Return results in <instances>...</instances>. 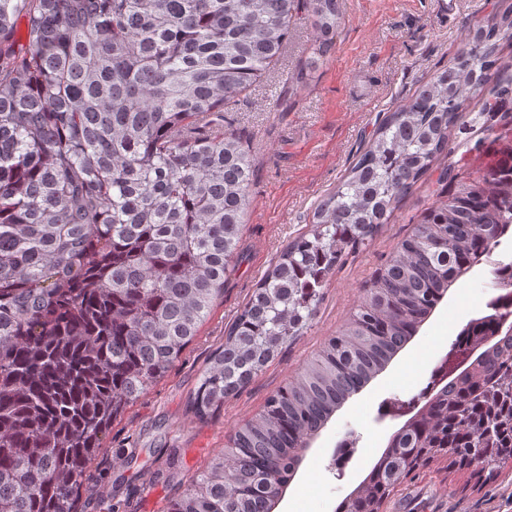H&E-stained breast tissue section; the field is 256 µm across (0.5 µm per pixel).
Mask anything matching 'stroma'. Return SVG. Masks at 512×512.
<instances>
[{
  "instance_id": "1",
  "label": "stroma",
  "mask_w": 512,
  "mask_h": 512,
  "mask_svg": "<svg viewBox=\"0 0 512 512\" xmlns=\"http://www.w3.org/2000/svg\"><path fill=\"white\" fill-rule=\"evenodd\" d=\"M497 0H341L342 23L331 50L295 86L291 78L314 47L306 15L292 19V36L276 68L235 99L226 123L248 145L255 164L250 206L240 241L242 259L224 281V296L181 359L150 392L114 421L89 470L94 494L79 512H165L189 480L224 447L233 430L266 399L293 381L354 314L364 288L414 224L438 200L434 181L418 184L367 249L329 278L311 327L221 411L205 420L187 400L212 352L271 260L305 231L316 204L346 174L380 116L408 100L435 70L447 68L469 29L486 23ZM481 151H473L476 140ZM512 142V111L490 132L464 123L450 135L436 169L460 166L474 178ZM495 293L485 266L460 280L399 358L346 404L315 437L275 512H336L382 453L399 422L394 404L422 406L432 374L453 355L459 330ZM383 512H512V466L482 481L450 471L434 458L412 473Z\"/></svg>"
}]
</instances>
